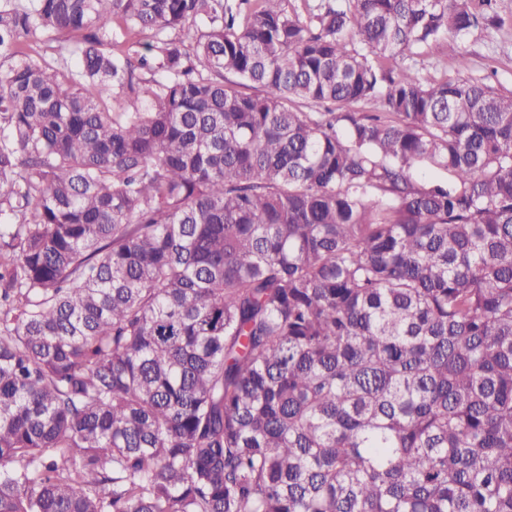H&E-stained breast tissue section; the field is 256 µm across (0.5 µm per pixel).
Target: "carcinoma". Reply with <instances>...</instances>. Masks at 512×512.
Listing matches in <instances>:
<instances>
[{
    "label": "carcinoma",
    "mask_w": 512,
    "mask_h": 512,
    "mask_svg": "<svg viewBox=\"0 0 512 512\" xmlns=\"http://www.w3.org/2000/svg\"><path fill=\"white\" fill-rule=\"evenodd\" d=\"M497 2L0 0V512H512ZM498 12L505 21L502 27L479 30L463 40L446 37L415 49L405 63L435 77L481 79L495 72L492 85L501 92L512 91V0H499ZM461 53L468 59L465 71L457 69Z\"/></svg>",
    "instance_id": "1"
}]
</instances>
